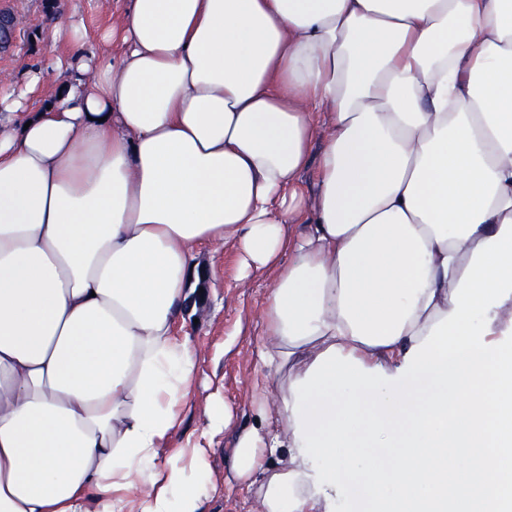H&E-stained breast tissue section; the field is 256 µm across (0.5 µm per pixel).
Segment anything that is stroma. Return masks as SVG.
Returning <instances> with one entry per match:
<instances>
[{"mask_svg":"<svg viewBox=\"0 0 512 512\" xmlns=\"http://www.w3.org/2000/svg\"><path fill=\"white\" fill-rule=\"evenodd\" d=\"M130 5L131 0H0V9L13 19V39L0 49V83H22L36 74L43 83L53 82L55 73L41 70L50 53L48 25L76 20L94 34L120 27ZM313 120L312 163L297 178L311 207L320 192L314 161L326 144L328 115L318 112ZM194 255L209 277L202 299L177 327L194 353V382L190 397L178 410L177 427L157 450L156 463H172L184 472L182 489L168 495L170 512H178L186 490L199 494V512H264L259 494L261 473L239 475L234 460L239 431L257 420L253 379L260 353L272 343L265 333L263 311L275 272L261 268L241 274L237 244L232 240L218 249L197 248ZM225 410L232 417L231 425L213 427V417ZM194 446L205 451L204 470L192 464L190 449Z\"/></svg>","mask_w":512,"mask_h":512,"instance_id":"stroma-1","label":"stroma"}]
</instances>
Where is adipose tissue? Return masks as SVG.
Segmentation results:
<instances>
[{
	"label": "adipose tissue",
	"mask_w": 512,
	"mask_h": 512,
	"mask_svg": "<svg viewBox=\"0 0 512 512\" xmlns=\"http://www.w3.org/2000/svg\"><path fill=\"white\" fill-rule=\"evenodd\" d=\"M53 39L79 77L0 86L23 115L0 127V512L93 488L126 512L191 392L194 251L229 240L277 271L235 467L264 470L265 512H336L291 384L332 347L396 375L512 219V0H133L120 30ZM317 110L319 200L288 238Z\"/></svg>",
	"instance_id": "1"
}]
</instances>
